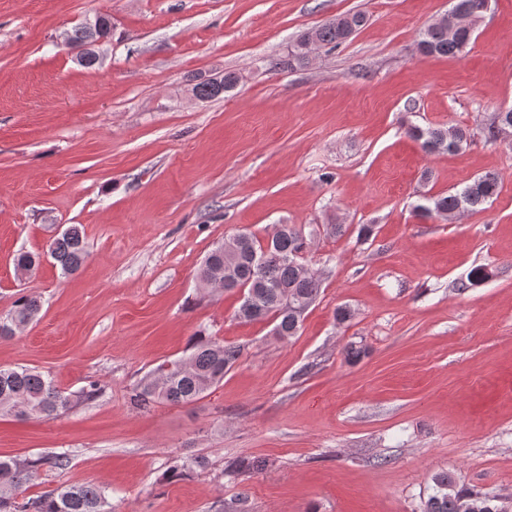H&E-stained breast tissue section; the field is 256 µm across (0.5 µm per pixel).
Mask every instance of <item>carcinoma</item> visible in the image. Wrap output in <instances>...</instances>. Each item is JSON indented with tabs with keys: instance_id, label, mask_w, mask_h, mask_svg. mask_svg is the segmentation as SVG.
<instances>
[{
	"instance_id": "1",
	"label": "carcinoma",
	"mask_w": 512,
	"mask_h": 512,
	"mask_svg": "<svg viewBox=\"0 0 512 512\" xmlns=\"http://www.w3.org/2000/svg\"><path fill=\"white\" fill-rule=\"evenodd\" d=\"M488 0H453L448 13L436 19L421 33L417 47L424 55L458 56L472 42L476 21L485 13ZM101 26L74 27L68 35L71 47L83 48L110 33L108 17H100ZM367 22L362 12L336 16L321 25L297 34L288 56L273 64L279 70H292L310 64L324 48L334 49L349 41ZM239 76L231 71L215 79L201 80L191 91L205 101L233 91ZM488 138L500 139L512 134V107L494 113L486 127ZM405 133L420 142L424 152L455 153L467 143L469 133L457 126L409 125ZM498 177L488 173L451 193L422 198L415 206L418 215L451 222L464 213L484 209L498 193ZM309 250L306 236L293 224H279L271 240L261 241L252 234L239 233L214 247L203 260L200 282L212 278V271H223L220 291L244 289L237 317L244 321L271 318L281 339L297 335L304 315L320 293V280L303 261ZM51 258L65 274L76 273L88 257L84 230L79 224L67 227L50 245ZM40 303L28 295L19 296L9 313L0 321V339L15 337L18 330L38 317ZM239 350L213 338H201L185 360L172 362L173 368L158 366L141 379L134 401L137 405L161 401L189 404L224 379L237 361ZM73 401L59 390L52 379L29 368L0 369V415L35 416L53 419L72 408ZM69 463L65 452L51 457L19 459L0 457V512H108L106 490L94 485L61 484L43 492L21 506L10 491L29 480L44 465L62 469ZM432 494L424 512H512V499L480 493L460 485L453 474L441 471L432 477Z\"/></svg>"
}]
</instances>
